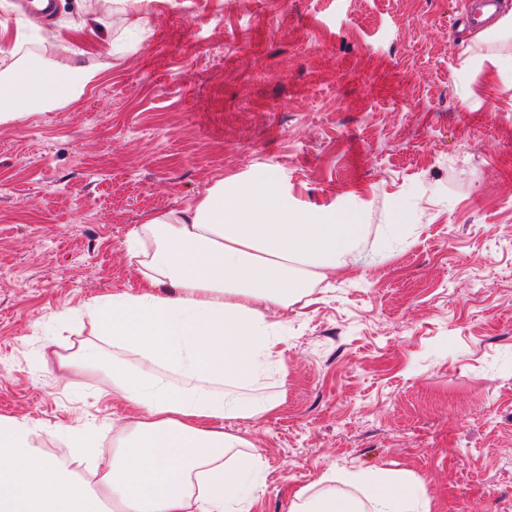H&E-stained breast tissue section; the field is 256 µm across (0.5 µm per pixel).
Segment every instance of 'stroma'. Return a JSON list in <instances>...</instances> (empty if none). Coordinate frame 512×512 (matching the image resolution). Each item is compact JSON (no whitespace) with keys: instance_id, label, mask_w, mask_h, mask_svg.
I'll list each match as a JSON object with an SVG mask.
<instances>
[{"instance_id":"1","label":"stroma","mask_w":512,"mask_h":512,"mask_svg":"<svg viewBox=\"0 0 512 512\" xmlns=\"http://www.w3.org/2000/svg\"><path fill=\"white\" fill-rule=\"evenodd\" d=\"M474 0H143L88 40L0 63L98 68L76 101L0 124V416L48 456L122 414L63 372L80 311L136 288L125 242L216 178L279 166L300 204L353 214L352 277L283 315L278 411L228 420L265 466L252 512L327 471L407 470L431 512H512V32Z\"/></svg>"}]
</instances>
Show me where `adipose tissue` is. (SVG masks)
<instances>
[{
    "label": "adipose tissue",
    "instance_id": "adipose-tissue-1",
    "mask_svg": "<svg viewBox=\"0 0 512 512\" xmlns=\"http://www.w3.org/2000/svg\"><path fill=\"white\" fill-rule=\"evenodd\" d=\"M81 66L16 61L0 70V123L77 100L95 79ZM361 227L352 215L302 206L272 165L213 182L197 202L153 213L131 230L135 290L97 298L85 313L98 342L59 357L61 370L104 374L127 410L103 451L94 427L67 430L90 478L37 448L27 422L0 418V512H251L262 459L221 424L275 412L261 376L280 362L273 313L351 272ZM323 474L319 495L293 494L289 512H430L410 473H355L353 495Z\"/></svg>",
    "mask_w": 512,
    "mask_h": 512
}]
</instances>
